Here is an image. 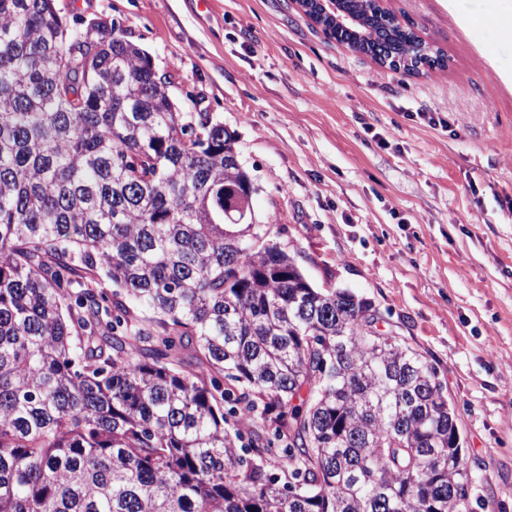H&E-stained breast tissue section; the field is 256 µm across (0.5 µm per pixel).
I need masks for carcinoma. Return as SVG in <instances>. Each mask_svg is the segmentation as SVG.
<instances>
[{"instance_id":"carcinoma-1","label":"carcinoma","mask_w":512,"mask_h":512,"mask_svg":"<svg viewBox=\"0 0 512 512\" xmlns=\"http://www.w3.org/2000/svg\"><path fill=\"white\" fill-rule=\"evenodd\" d=\"M171 85L112 20L0 0V512H473L437 368L252 223Z\"/></svg>"}]
</instances>
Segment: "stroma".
Instances as JSON below:
<instances>
[{"label": "stroma", "mask_w": 512, "mask_h": 512, "mask_svg": "<svg viewBox=\"0 0 512 512\" xmlns=\"http://www.w3.org/2000/svg\"><path fill=\"white\" fill-rule=\"evenodd\" d=\"M58 4L120 25L183 111L236 133L256 223L438 368L474 512H512V34L492 0H384L447 59L419 76L328 40L295 0Z\"/></svg>", "instance_id": "1"}]
</instances>
